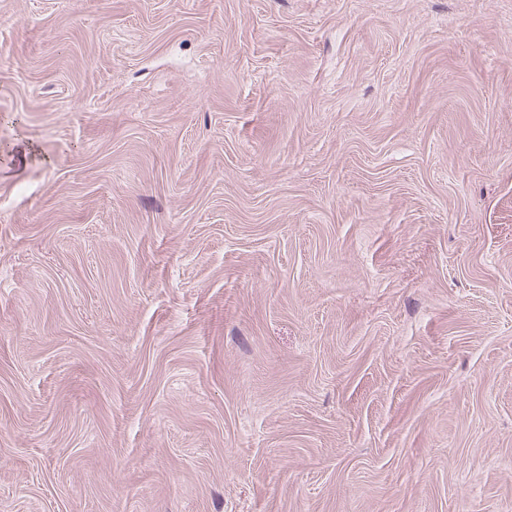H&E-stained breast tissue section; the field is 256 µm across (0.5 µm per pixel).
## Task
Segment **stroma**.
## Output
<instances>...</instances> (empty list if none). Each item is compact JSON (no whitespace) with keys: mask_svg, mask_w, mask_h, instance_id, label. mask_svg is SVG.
Returning <instances> with one entry per match:
<instances>
[{"mask_svg":"<svg viewBox=\"0 0 512 512\" xmlns=\"http://www.w3.org/2000/svg\"><path fill=\"white\" fill-rule=\"evenodd\" d=\"M0 512H512V0H0Z\"/></svg>","mask_w":512,"mask_h":512,"instance_id":"35a3bbf8","label":"stroma"}]
</instances>
